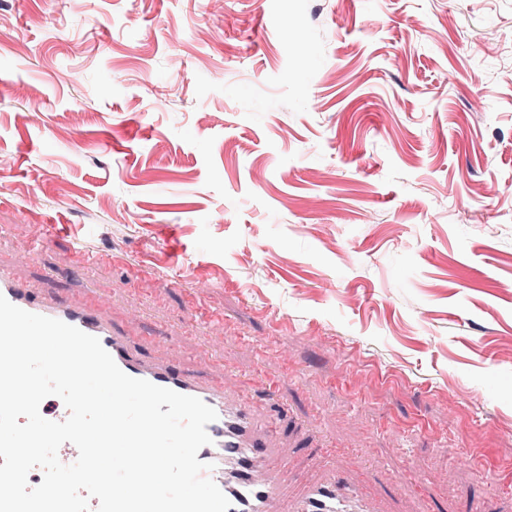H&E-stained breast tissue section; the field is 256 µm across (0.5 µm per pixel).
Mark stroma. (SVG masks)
Wrapping results in <instances>:
<instances>
[{
	"label": "stroma",
	"mask_w": 512,
	"mask_h": 512,
	"mask_svg": "<svg viewBox=\"0 0 512 512\" xmlns=\"http://www.w3.org/2000/svg\"><path fill=\"white\" fill-rule=\"evenodd\" d=\"M0 269L279 403L292 491L512 512V0H0Z\"/></svg>",
	"instance_id": "stroma-1"
}]
</instances>
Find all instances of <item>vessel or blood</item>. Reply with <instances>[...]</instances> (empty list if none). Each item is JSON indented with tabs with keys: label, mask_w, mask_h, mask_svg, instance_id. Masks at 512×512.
Instances as JSON below:
<instances>
[{
	"label": "vessel or blood",
	"mask_w": 512,
	"mask_h": 512,
	"mask_svg": "<svg viewBox=\"0 0 512 512\" xmlns=\"http://www.w3.org/2000/svg\"><path fill=\"white\" fill-rule=\"evenodd\" d=\"M0 295L28 312L61 320L97 337L118 367L211 406L217 418L206 430L212 439L197 454L209 464L211 478L229 499L227 512H379L369 483L337 473L308 483L293 497L284 495V474L273 463L275 419H262L253 398L237 394L225 376L197 375L161 359H145L110 317L111 303L102 294L62 302L33 293L11 274L0 272Z\"/></svg>",
	"instance_id": "obj_1"
}]
</instances>
